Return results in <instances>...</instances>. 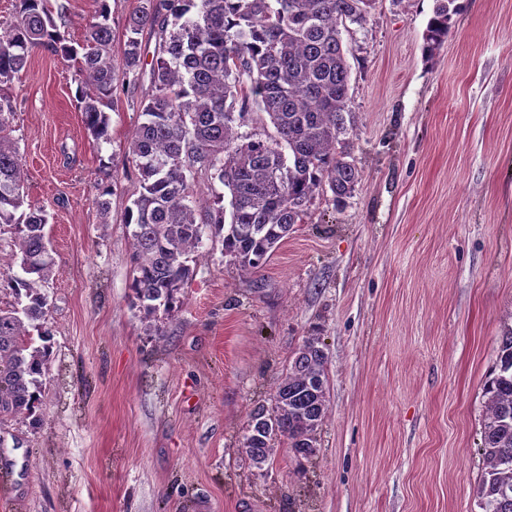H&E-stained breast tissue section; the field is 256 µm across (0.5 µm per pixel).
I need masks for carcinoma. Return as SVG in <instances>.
<instances>
[{"label":"carcinoma","mask_w":512,"mask_h":512,"mask_svg":"<svg viewBox=\"0 0 512 512\" xmlns=\"http://www.w3.org/2000/svg\"><path fill=\"white\" fill-rule=\"evenodd\" d=\"M84 39L64 31L66 5L18 0L0 29V228L14 230L19 272L0 278L16 305L0 308V424L35 415L52 360L49 300L42 291L53 258L46 244L48 213L25 206L23 165L11 137L8 93L46 50L78 65L76 99L94 140H109L113 92L149 74L143 117L128 158L139 189L124 212L132 228L130 305L148 328L169 317L193 279L189 256L204 231L221 242L240 271L252 273L297 224L318 194L341 207L361 175L351 160L355 120L347 107L349 65L342 32L363 28L375 0H140L124 24L120 54L112 50V0H96ZM456 0H435L423 39L432 56L448 40ZM156 37L148 54L144 35ZM273 131H268V127ZM243 127L252 128L245 134ZM218 180L224 196L201 202L195 183ZM40 344L30 341V329ZM328 356L316 336L295 352L273 395L272 411H255L241 448L253 465L269 460L274 441L297 456L314 455L328 414ZM481 432L483 512H512V325L503 326L497 359L483 385Z\"/></svg>","instance_id":"obj_1"}]
</instances>
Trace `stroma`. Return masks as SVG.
Masks as SVG:
<instances>
[{
  "instance_id": "35a3bbf8",
  "label": "stroma",
  "mask_w": 512,
  "mask_h": 512,
  "mask_svg": "<svg viewBox=\"0 0 512 512\" xmlns=\"http://www.w3.org/2000/svg\"><path fill=\"white\" fill-rule=\"evenodd\" d=\"M457 2L429 59L435 0H376L344 37L354 196L316 197L250 274L203 237L159 336L128 303L142 90H116L99 144L76 65L32 57L9 94L49 214L53 358L37 427L0 426V512H482L483 385L512 320V0ZM309 336L328 355L315 453L298 474L279 439L255 467L246 427Z\"/></svg>"
}]
</instances>
